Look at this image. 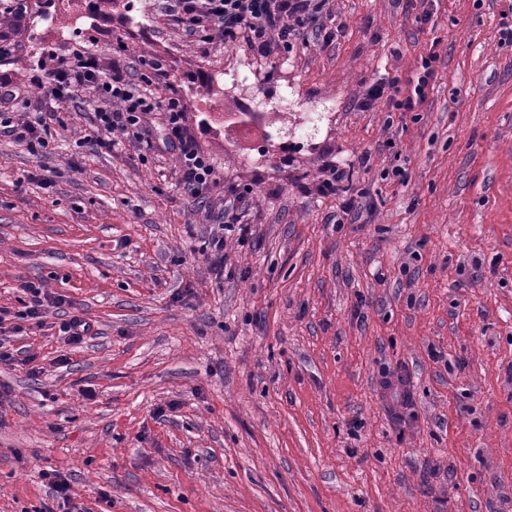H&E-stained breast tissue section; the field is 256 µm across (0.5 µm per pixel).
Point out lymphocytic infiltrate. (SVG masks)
Instances as JSON below:
<instances>
[{
  "instance_id": "lymphocytic-infiltrate-1",
  "label": "lymphocytic infiltrate",
  "mask_w": 512,
  "mask_h": 512,
  "mask_svg": "<svg viewBox=\"0 0 512 512\" xmlns=\"http://www.w3.org/2000/svg\"><path fill=\"white\" fill-rule=\"evenodd\" d=\"M327 0H174L173 22L193 36L200 45L210 44L213 35L225 43L247 39L258 52L276 45L291 50L302 31L316 22ZM152 72L142 84L126 80L122 71L101 76L99 59L89 48L79 47L58 59L47 92L66 102L84 87H93L101 105L95 111L98 131L121 127L134 139H141L144 115L155 110L165 113V133L178 146L186 189L202 195L214 180L209 156L188 136L186 110L178 95L159 101L151 93L152 77L161 73V62H153Z\"/></svg>"
}]
</instances>
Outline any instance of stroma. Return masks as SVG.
<instances>
[{
  "label": "stroma",
  "mask_w": 512,
  "mask_h": 512,
  "mask_svg": "<svg viewBox=\"0 0 512 512\" xmlns=\"http://www.w3.org/2000/svg\"><path fill=\"white\" fill-rule=\"evenodd\" d=\"M171 2L0 0V113L56 115L39 158L0 133V512H42L51 470L67 512H512V0H327L285 56L200 46ZM87 44L106 75L164 60L203 196L163 113L100 143L89 91L47 95ZM31 283L62 308L25 318ZM437 55L429 54L422 60L421 70L417 74L416 83L413 85L410 93L404 99H397L394 108L400 112H414L416 107L422 104L426 98V90L435 75V63Z\"/></svg>",
  "instance_id": "35a3bbf8"
}]
</instances>
